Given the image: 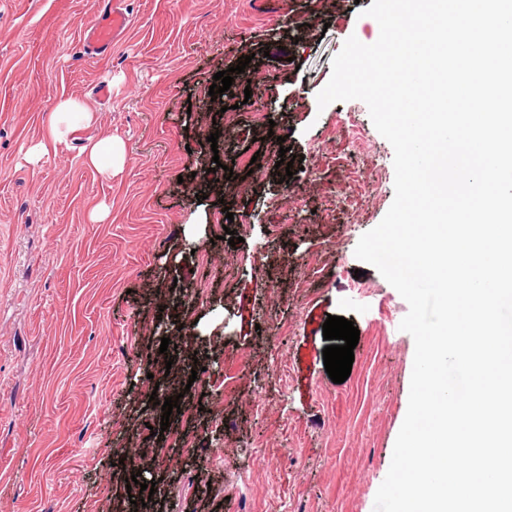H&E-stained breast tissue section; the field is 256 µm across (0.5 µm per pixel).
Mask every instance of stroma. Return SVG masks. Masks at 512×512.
<instances>
[{"label":"stroma","mask_w":512,"mask_h":512,"mask_svg":"<svg viewBox=\"0 0 512 512\" xmlns=\"http://www.w3.org/2000/svg\"><path fill=\"white\" fill-rule=\"evenodd\" d=\"M372 3L127 0L125 37L84 58L99 0H0V512L126 498L112 465L159 411L165 338L197 378L147 442L148 512H374L415 344L407 302L354 250L394 200V151L362 101H316L344 41L378 39ZM244 56L250 84L199 111ZM62 97L96 120L30 164ZM216 124L230 192L194 177ZM270 133L302 160L289 182ZM106 134L127 156L111 178L83 153ZM226 222L240 243L221 240ZM331 315L360 331L340 384L323 363Z\"/></svg>","instance_id":"stroma-1"}]
</instances>
